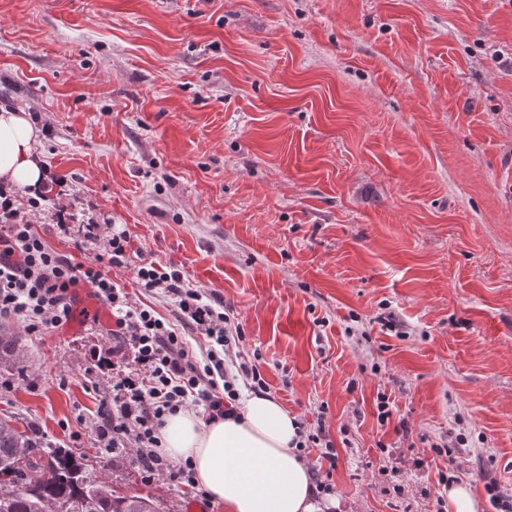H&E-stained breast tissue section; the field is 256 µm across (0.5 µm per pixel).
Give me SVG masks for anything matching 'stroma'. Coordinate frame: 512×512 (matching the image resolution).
Masks as SVG:
<instances>
[{
  "instance_id": "stroma-1",
  "label": "stroma",
  "mask_w": 512,
  "mask_h": 512,
  "mask_svg": "<svg viewBox=\"0 0 512 512\" xmlns=\"http://www.w3.org/2000/svg\"><path fill=\"white\" fill-rule=\"evenodd\" d=\"M0 108L51 130L49 245L84 263L112 224L221 297L271 395L324 421L335 464L305 458L339 512H447L453 475L479 512L512 497V0H0ZM70 304L0 417L93 456L129 360L90 289Z\"/></svg>"
}]
</instances>
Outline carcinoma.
<instances>
[{
	"label": "carcinoma",
	"mask_w": 512,
	"mask_h": 512,
	"mask_svg": "<svg viewBox=\"0 0 512 512\" xmlns=\"http://www.w3.org/2000/svg\"><path fill=\"white\" fill-rule=\"evenodd\" d=\"M24 337L0 331V370L20 371ZM0 512H165L153 495L94 477L88 454L43 446L0 419Z\"/></svg>",
	"instance_id": "cac0c4a2"
}]
</instances>
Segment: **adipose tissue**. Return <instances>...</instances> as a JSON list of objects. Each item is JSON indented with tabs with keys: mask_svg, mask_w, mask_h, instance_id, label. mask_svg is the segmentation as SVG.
Instances as JSON below:
<instances>
[{
	"mask_svg": "<svg viewBox=\"0 0 512 512\" xmlns=\"http://www.w3.org/2000/svg\"><path fill=\"white\" fill-rule=\"evenodd\" d=\"M42 129L27 112L0 111V181L40 190ZM297 423L268 395H246L240 414L202 425L189 412L167 418L163 454L190 460L197 485L228 512H317L310 467L296 448Z\"/></svg>",
	"mask_w": 512,
	"mask_h": 512,
	"instance_id": "ef3b65f1",
	"label": "adipose tissue"
}]
</instances>
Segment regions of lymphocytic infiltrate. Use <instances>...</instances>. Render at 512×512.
<instances>
[{
    "label": "lymphocytic infiltrate",
    "mask_w": 512,
    "mask_h": 512,
    "mask_svg": "<svg viewBox=\"0 0 512 512\" xmlns=\"http://www.w3.org/2000/svg\"><path fill=\"white\" fill-rule=\"evenodd\" d=\"M65 184L63 176L50 174L43 191L24 207L15 189L0 184V318L18 317L29 333H44L70 321V289L91 288L111 308L113 334L132 354L131 369L113 379L100 404L95 422L100 453L127 456L145 481L164 476L202 496L191 463L159 453V431L169 416L188 409L200 410L210 423L223 419L236 411L241 388L265 394L269 387L257 364L232 360L242 333L223 301L193 288L175 265H132L126 231L87 234L76 244L92 253L85 263L53 249L36 224L44 202ZM129 266L144 291L173 303L175 320L133 301L112 279L111 270ZM190 333L204 338L203 355L188 346Z\"/></svg>",
    "instance_id": "1"
}]
</instances>
